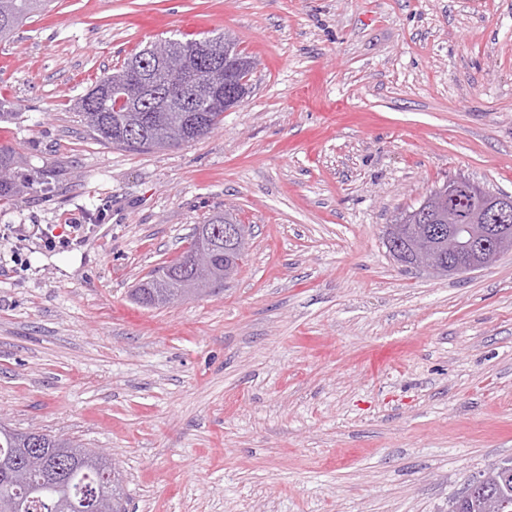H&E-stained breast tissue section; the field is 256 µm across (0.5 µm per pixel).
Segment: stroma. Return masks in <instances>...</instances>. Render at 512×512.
<instances>
[{
  "label": "stroma",
  "instance_id": "obj_1",
  "mask_svg": "<svg viewBox=\"0 0 512 512\" xmlns=\"http://www.w3.org/2000/svg\"><path fill=\"white\" fill-rule=\"evenodd\" d=\"M224 32L256 69L204 138L118 148L75 112ZM0 101V421L107 451L129 512H448L512 457V253L439 277L384 242L444 181L512 195V0H54L0 43ZM226 208L223 291L136 303ZM19 164L16 154L0 147V196L2 192L8 194L17 188L14 173ZM222 232L224 233V240L235 241L237 238L240 237V233L234 225L224 226V230H222ZM224 240H222L221 246L218 245L217 248L214 249V266L217 270H223L224 262H227L228 264H232L235 272L239 267L240 262H242L244 257L246 256V253L224 249Z\"/></svg>",
  "mask_w": 512,
  "mask_h": 512
}]
</instances>
